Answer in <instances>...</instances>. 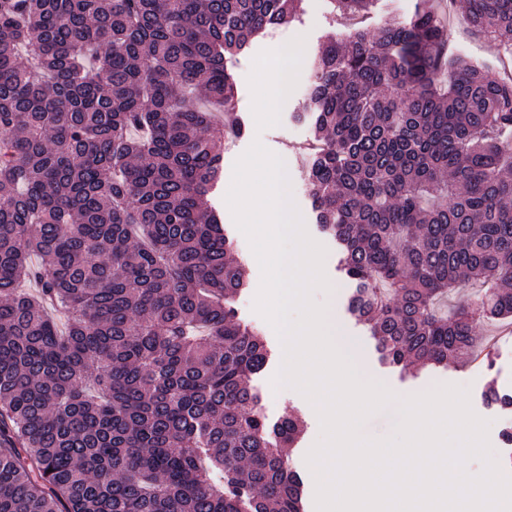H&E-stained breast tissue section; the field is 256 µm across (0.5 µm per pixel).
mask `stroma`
Segmentation results:
<instances>
[{
    "label": "stroma",
    "mask_w": 512,
    "mask_h": 512,
    "mask_svg": "<svg viewBox=\"0 0 512 512\" xmlns=\"http://www.w3.org/2000/svg\"><path fill=\"white\" fill-rule=\"evenodd\" d=\"M461 14H452L447 21V39L449 51L464 50L471 58L488 63L490 67L500 64L495 47L483 36L471 33L461 24ZM345 23L334 15L330 0H303L302 10L291 22L268 31L251 48L250 53L241 56L234 68V80L238 92V120L242 126L239 136L224 141V172L222 180L214 192L211 204L218 211L226 233L233 238L235 254L244 263L249 277V287L236 303L239 317L257 328L264 336L270 350V359L265 369L256 375L253 386L260 393L261 410L269 422L275 423L290 413H297L304 422V430L296 447L285 449L284 454L293 470L302 478L304 485V512H316L315 478L306 463V455L320 437V422L314 406L297 391L284 388L274 390L270 380L278 371L283 350L275 330L258 313L253 305L257 294L261 272L246 237L236 227L225 195L229 189L233 165L254 140H261L270 151L282 157L287 166L291 182L293 199L304 219L308 234L322 244L326 250L324 271L330 283L329 290H318L313 294L315 302L326 306L332 312L336 322L346 335L357 337L362 358L370 379L381 382L391 392L399 396L424 393L443 384H456L469 390L470 405L474 413L490 423L488 438L491 447L496 450L497 461L505 465L504 472L512 476V467L505 463L506 455L498 449L499 436L508 427H512V415L487 406L482 392L489 381H496L498 387L512 393V334L503 335V325L499 322L475 321L474 336L485 334L500 335L501 340L494 354L487 359L472 362L465 361L449 365L445 369H425L414 376L402 375L399 369L383 366L379 361L376 342L367 328L350 317L346 310L350 288L340 270V247L335 240L321 231L315 222L312 201L305 180L306 159L297 153V144L309 141L312 129L306 123L298 121L297 112L302 111L306 89L311 81L309 67H302L298 82L285 101L278 126L257 131L251 111V91L248 75L256 53L265 49L283 46L288 41L300 37L304 40L305 56H312L326 36L334 31H343Z\"/></svg>",
    "instance_id": "1"
}]
</instances>
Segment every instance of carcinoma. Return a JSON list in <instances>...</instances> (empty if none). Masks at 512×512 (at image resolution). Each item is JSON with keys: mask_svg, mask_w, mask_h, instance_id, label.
I'll return each instance as SVG.
<instances>
[{"mask_svg": "<svg viewBox=\"0 0 512 512\" xmlns=\"http://www.w3.org/2000/svg\"><path fill=\"white\" fill-rule=\"evenodd\" d=\"M302 2L0 0V512H303L302 421L259 409L268 350L208 201L231 69ZM464 23L512 55V0ZM309 66L349 312L405 372L469 357L475 317H512V70L448 53L429 8Z\"/></svg>", "mask_w": 512, "mask_h": 512, "instance_id": "cac0c4a2", "label": "carcinoma"}]
</instances>
